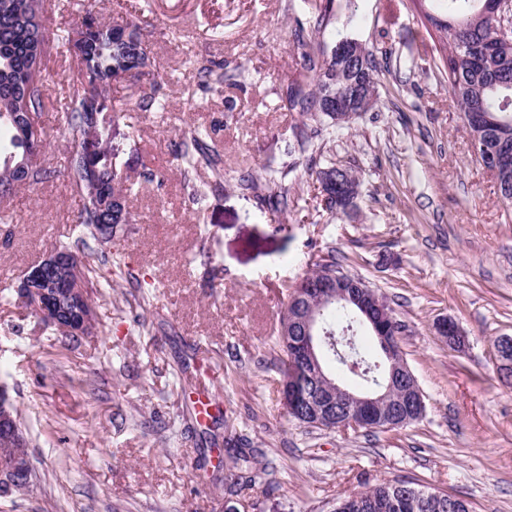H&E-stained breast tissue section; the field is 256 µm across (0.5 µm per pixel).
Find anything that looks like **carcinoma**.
Listing matches in <instances>:
<instances>
[{
  "label": "carcinoma",
  "instance_id": "carcinoma-1",
  "mask_svg": "<svg viewBox=\"0 0 512 512\" xmlns=\"http://www.w3.org/2000/svg\"><path fill=\"white\" fill-rule=\"evenodd\" d=\"M485 0H448L446 18L423 13L426 27L435 29L442 43V76L446 77L456 101L463 127L469 134L471 147L485 155L498 146L497 129L512 125V42H503L498 49L487 53L495 43L496 32L490 21L483 18ZM50 0H0V201L9 198L14 190L1 189L14 178L12 168L24 153L27 137L20 134L19 120L24 114L42 116L46 104L43 98V79L34 83L24 80L23 65L27 48L40 40L48 41L43 26ZM329 6L318 14L311 30L296 21L294 40L300 49V66L306 81L288 88L285 102L288 111L304 118L301 125L292 128L300 155L305 160V174L318 184L322 193L323 209L331 216H338L334 196L336 178L352 177L356 185L361 181L350 168L339 167L324 155L325 145L336 137V130L349 129L361 114L370 110L363 106L364 99H348V111L353 116L338 119L329 110L332 96L342 92L347 85L363 81L364 92L377 100L381 64L405 65L393 46L363 45L354 63L336 57V44H314L309 32L319 31ZM67 51L78 61V73L71 79L72 94L67 108V126L73 151L68 156V169L72 188L81 203L78 237L75 247L63 246L72 254L75 263L85 270V287L89 295L98 293L92 243L100 241L98 225L112 209V198L119 195L127 200L129 188L120 176L119 159L125 148L104 143L100 155L85 153L87 139L98 133L106 137V126L118 120L117 112L109 102L107 90L118 77H150L151 91L143 94L139 107L143 111L162 112L166 100L156 94L161 76L151 68V61L143 42L140 27L130 24H106L88 16L72 33L61 37ZM201 86L217 90L236 78L248 74L237 66L227 71L222 64L197 68ZM487 112L496 121L494 128H478L470 124V113ZM208 133L194 129L183 135L175 148L174 158L184 178H191L202 163L212 169L214 183H203L195 188L196 201H201L208 189L224 181V169L206 151L204 140ZM293 166L265 167L260 183L252 179L241 180L242 186L256 193L259 201L273 212L288 208V183L292 181ZM502 202L512 207V166L504 169L498 182ZM113 267L116 276H126L136 288L141 299L152 293L154 285L137 277L125 268L122 255L115 252L104 260ZM325 272H334L347 279L354 276L341 271L336 259L330 257L314 264L304 279L317 278ZM322 327V366L326 372L335 367L348 372L360 383L368 385L382 378L385 359H377L360 351V341L368 332L350 307L334 302L320 308ZM282 352L278 373L288 376V367L294 366L295 348L279 340ZM28 456V447L0 440V461L8 463L16 457ZM262 465L261 456L251 448L244 436L225 441L224 485L238 492L248 483L245 472ZM430 491L417 488L410 482H383L359 492L358 498L347 505L345 512H474L470 502L459 496L432 500Z\"/></svg>",
  "mask_w": 512,
  "mask_h": 512
}]
</instances>
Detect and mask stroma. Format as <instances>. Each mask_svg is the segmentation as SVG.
Returning <instances> with one entry per match:
<instances>
[{
	"label": "stroma",
	"mask_w": 512,
	"mask_h": 512,
	"mask_svg": "<svg viewBox=\"0 0 512 512\" xmlns=\"http://www.w3.org/2000/svg\"><path fill=\"white\" fill-rule=\"evenodd\" d=\"M328 10L325 42L382 39L414 57V73L379 74L378 98L352 130L326 144L362 181L356 208L329 220L316 183L293 182L284 213L263 209L244 176L290 164L297 113L281 98L300 77L296 19ZM140 25L162 77L163 112L139 107L147 78L112 84L121 117L114 139L137 137L120 160L135 187L132 222L105 244L133 274L156 283L149 303L116 307L128 282L96 297V338L55 343L35 318L0 298V382L22 411L37 480L0 498V512H330L335 499L386 481L460 495L475 512H512V384L498 344L512 338V211L494 177L472 159L468 134L439 76L440 53L414 0H76L49 12V34L85 13ZM245 65L246 84L205 91L197 64ZM76 70L70 56L46 62L47 180L17 188L6 204L12 236L0 242V289L38 257L72 240L80 204L66 157L64 113ZM215 133L209 147L224 181L204 201L173 158L191 129ZM164 172V184L143 179ZM335 256L378 290L401 325L399 345L425 401L419 420L391 431L325 430L290 420L280 403L277 341L284 305L311 264ZM455 321L463 350L437 335ZM207 372L221 403L211 421L182 420L181 362ZM247 434L268 467L238 496L211 494L197 463Z\"/></svg>",
	"instance_id": "stroma-1"
}]
</instances>
